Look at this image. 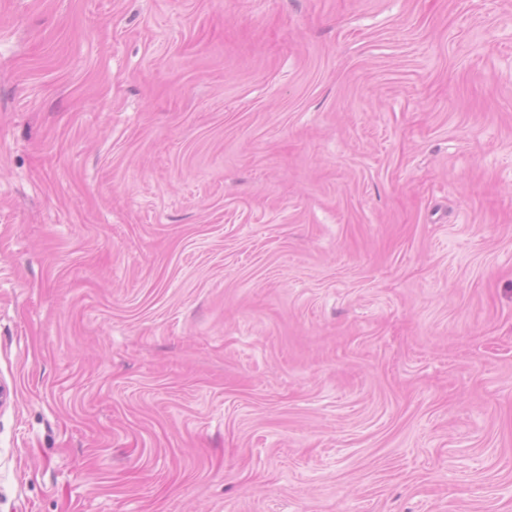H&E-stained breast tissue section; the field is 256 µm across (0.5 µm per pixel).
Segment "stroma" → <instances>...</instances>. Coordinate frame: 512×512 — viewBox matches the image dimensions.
Masks as SVG:
<instances>
[{"instance_id":"1","label":"stroma","mask_w":512,"mask_h":512,"mask_svg":"<svg viewBox=\"0 0 512 512\" xmlns=\"http://www.w3.org/2000/svg\"><path fill=\"white\" fill-rule=\"evenodd\" d=\"M0 512H512V0H0Z\"/></svg>"}]
</instances>
